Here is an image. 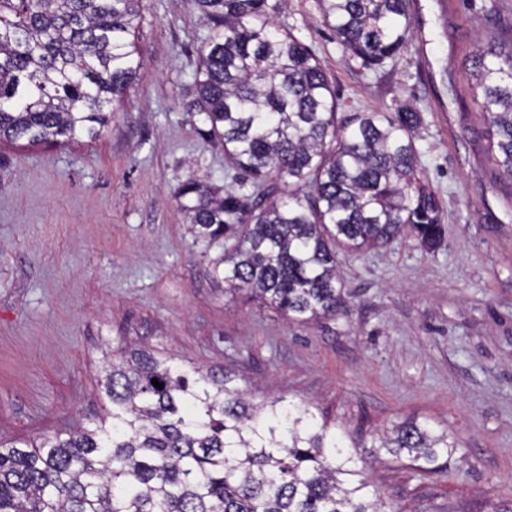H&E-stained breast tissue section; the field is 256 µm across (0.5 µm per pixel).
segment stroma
Instances as JSON below:
<instances>
[{"label":"stroma","instance_id":"35a3bbf8","mask_svg":"<svg viewBox=\"0 0 512 512\" xmlns=\"http://www.w3.org/2000/svg\"><path fill=\"white\" fill-rule=\"evenodd\" d=\"M320 60L339 109L422 115V182L444 246L407 237L340 258L343 311L294 323L224 293L175 191L190 171L231 185L224 151L187 110L211 25L191 0H142L144 65L111 126L45 149L0 146V441L76 431L103 413L104 352L137 344L229 372L364 446L393 424L447 429L446 471L382 455L371 476L396 512L512 507V182L483 148L470 89L475 38L512 44V0H409L407 50L368 69L317 0H267Z\"/></svg>","mask_w":512,"mask_h":512}]
</instances>
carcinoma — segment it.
Wrapping results in <instances>:
<instances>
[{"instance_id":"cac0c4a2","label":"carcinoma","mask_w":512,"mask_h":512,"mask_svg":"<svg viewBox=\"0 0 512 512\" xmlns=\"http://www.w3.org/2000/svg\"><path fill=\"white\" fill-rule=\"evenodd\" d=\"M212 23L188 111L224 148L238 187L191 174L179 209L224 293L306 322L340 313L339 257L411 235L444 242L418 174L420 113L338 116L320 61L266 0H193ZM322 22L370 68L409 44L407 0H318ZM140 0H0V142L101 135L143 65ZM487 157L512 181V45L476 42ZM163 387L157 388L152 380ZM111 407L65 436L0 444V512H385L370 477L386 451L436 473L458 443L416 421L372 449L229 375L127 346L104 380Z\"/></svg>"}]
</instances>
